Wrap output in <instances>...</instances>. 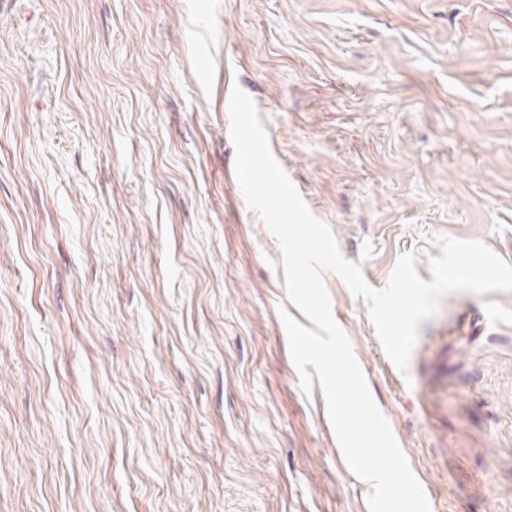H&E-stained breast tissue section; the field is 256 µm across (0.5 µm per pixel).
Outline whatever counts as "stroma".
<instances>
[{
  "instance_id": "stroma-1",
  "label": "stroma",
  "mask_w": 512,
  "mask_h": 512,
  "mask_svg": "<svg viewBox=\"0 0 512 512\" xmlns=\"http://www.w3.org/2000/svg\"><path fill=\"white\" fill-rule=\"evenodd\" d=\"M236 86L371 287L440 235L512 264V0H0V512H369ZM323 277L431 512H512V292L444 295L402 372Z\"/></svg>"
}]
</instances>
